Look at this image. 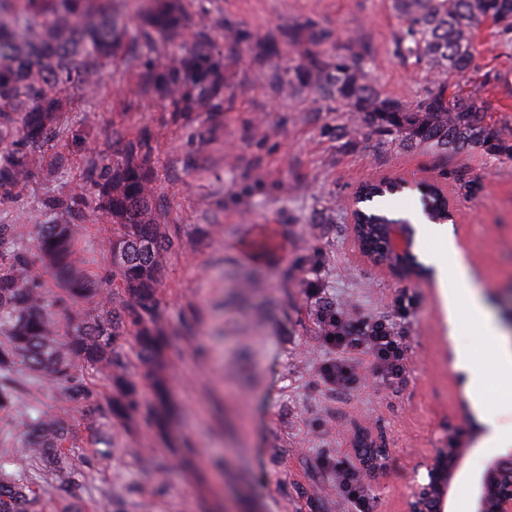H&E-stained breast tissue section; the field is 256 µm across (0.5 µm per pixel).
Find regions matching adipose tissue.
<instances>
[{
    "mask_svg": "<svg viewBox=\"0 0 512 512\" xmlns=\"http://www.w3.org/2000/svg\"><path fill=\"white\" fill-rule=\"evenodd\" d=\"M433 231L441 240L443 248L439 251L426 252L425 257L436 270V278L443 294L448 321L452 324L456 323L461 313H468L471 318L483 324L484 344L493 351L491 363L483 366L476 362L471 348H457V365L469 374L467 396L480 419L489 428L487 443L495 448H511L512 423H503L500 414L490 409L484 389L488 378L492 376L497 377L504 384L512 386V349L502 343L496 323L474 289L467 266L459 259L451 265L445 262V253H452L456 250L450 226L438 224L434 226Z\"/></svg>",
    "mask_w": 512,
    "mask_h": 512,
    "instance_id": "adipose-tissue-1",
    "label": "adipose tissue"
}]
</instances>
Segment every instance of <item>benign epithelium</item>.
Listing matches in <instances>:
<instances>
[{"mask_svg":"<svg viewBox=\"0 0 512 512\" xmlns=\"http://www.w3.org/2000/svg\"><path fill=\"white\" fill-rule=\"evenodd\" d=\"M414 228L410 224H387L377 244L364 248L356 243L360 258L395 277L401 272L389 267L388 259L407 261L413 255ZM467 426L448 429V437L440 448H432L420 456L414 473L423 470L424 481H413L410 487L411 512H445L453 481L463 466L467 448L464 441ZM473 512H512V454L498 456L486 463L479 482Z\"/></svg>","mask_w":512,"mask_h":512,"instance_id":"benign-epithelium-1","label":"benign epithelium"}]
</instances>
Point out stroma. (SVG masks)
I'll return each mask as SVG.
<instances>
[{"label":"stroma","instance_id":"1","mask_svg":"<svg viewBox=\"0 0 512 512\" xmlns=\"http://www.w3.org/2000/svg\"><path fill=\"white\" fill-rule=\"evenodd\" d=\"M207 18L224 52V103L173 115L167 101L141 89L142 69L115 60L93 92L71 89L64 115L77 141L73 162L51 168L54 150L37 144L40 168L23 187L0 192V222L24 224L23 243L47 298L63 292L57 269L36 247L38 224L64 216L43 210L48 196L66 194L110 155L114 143L148 135L156 146V210L179 246L166 257L160 285L165 326L191 331V346L172 354L169 400L174 421L161 432L146 410L118 425L110 420L107 375L82 366L94 398L75 403L62 388L18 370L13 409L0 413V457L7 472L43 490L42 512H58L49 489L68 484L82 512H351L320 460L324 448L355 460L353 434L363 426L390 449L385 470L372 477V512H409L417 459L468 403L458 381L455 347L474 348L479 363L492 350L482 328L462 317L448 334L436 285L401 282L360 261L350 232L349 203L364 183L397 177L446 190L456 213L458 251L494 321L512 300V159L481 151L448 157L379 145L351 113L313 104L310 93H288L275 77L302 63L306 47L281 45L277 57L259 45L294 24L324 32L315 50L331 57L370 52V74L382 97L412 102L430 86L428 74L396 48L403 27L390 0H184ZM242 40H225L226 31ZM476 52L457 81L481 86L493 127L512 126V46L496 29L476 32ZM348 130L337 138V124ZM72 262L103 274L111 224L95 204L73 221ZM274 253L251 248L261 234ZM336 300L354 324L378 317L395 323L406 349L400 376L378 374L364 351L351 352L358 382L331 388L323 379L335 348L316 333L312 311ZM43 413L64 416L73 435L75 467L58 478L15 448L24 424ZM108 432L111 449L97 439ZM472 422L467 456L450 496L451 512H471L475 480L497 451L482 445Z\"/></svg>","mask_w":512,"mask_h":512}]
</instances>
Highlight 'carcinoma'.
Wrapping results in <instances>:
<instances>
[{"mask_svg": "<svg viewBox=\"0 0 512 512\" xmlns=\"http://www.w3.org/2000/svg\"><path fill=\"white\" fill-rule=\"evenodd\" d=\"M391 0L402 19L398 36L401 54L432 76L427 95L413 103L381 97L372 82L369 54L360 50L325 59L309 55L308 62L288 73L286 86L309 90L315 98L336 103V111L351 112L373 129L380 144L408 149L429 148L444 156L473 149L512 158V131L488 133L480 89L451 90L453 74L468 69L476 51L475 32L486 22L512 43V0ZM130 18L112 0H0V191L22 186L38 169L27 146L54 141L56 161L71 162L70 143L62 141L63 115L70 110L66 92L89 89L103 67L117 58L144 66V87L164 97L171 112H199L224 103V54L209 37V25L191 17L183 0H137V32L128 33ZM192 32L195 44L163 61H140L137 44L168 47ZM293 44H317L325 34L304 23L281 34ZM279 37V38H281ZM279 38L260 47V54H279ZM155 148L150 138L128 139L112 148V157L90 171L78 188L43 202L46 211L81 212L95 200L112 224L108 251L112 268L97 279L72 269V229L69 224L38 225L37 247L59 270L73 296L99 298L100 310L68 341L52 332L51 302L31 274L27 251L19 247L22 232L15 224H0V412L13 408L16 387L11 374L22 367L60 386L73 401L88 400L92 390L76 373L78 365L107 372L112 382L110 419L122 423L142 406L137 384L129 379L119 350L120 336L133 338L145 368L142 379L152 388V415L160 429L167 425L165 406L170 377L168 351L174 333L160 315L159 285L166 255L176 248L154 206ZM398 187L370 184L367 202L393 194ZM423 211L433 224L448 221V203L437 193L422 197ZM387 214L363 209L356 224H387ZM123 292L122 312L110 308L104 284ZM319 338L336 344V322L343 312L327 299L313 310ZM367 460H383L385 449L357 441ZM71 432L66 419L44 414L26 424L22 452L43 469L63 476L73 467ZM333 449L324 460L332 464L336 492L361 512L373 503L368 475L362 468L334 461ZM40 493L22 477L8 475L0 464V512H38Z\"/></svg>", "mask_w": 512, "mask_h": 512, "instance_id": "carcinoma-1", "label": "carcinoma"}]
</instances>
